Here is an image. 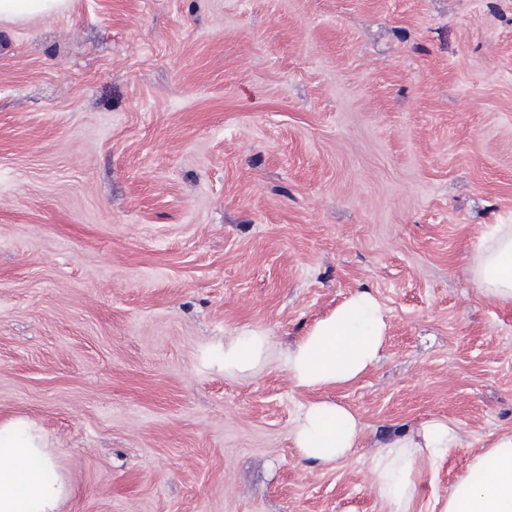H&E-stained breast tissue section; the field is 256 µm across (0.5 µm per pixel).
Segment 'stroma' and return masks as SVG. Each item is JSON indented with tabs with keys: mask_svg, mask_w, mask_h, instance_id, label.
<instances>
[{
	"mask_svg": "<svg viewBox=\"0 0 512 512\" xmlns=\"http://www.w3.org/2000/svg\"><path fill=\"white\" fill-rule=\"evenodd\" d=\"M512 0H69L0 24V425L45 434L58 512H388L378 445L431 418L410 512L512 432ZM389 328L355 383L278 353L351 292ZM276 351L224 371V340ZM363 423L322 469L302 404ZM472 270L484 296L500 302L512 301L511 224H495L473 258Z\"/></svg>",
	"mask_w": 512,
	"mask_h": 512,
	"instance_id": "obj_1",
	"label": "stroma"
}]
</instances>
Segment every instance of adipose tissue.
Instances as JSON below:
<instances>
[{"instance_id":"1","label":"adipose tissue","mask_w":512,"mask_h":512,"mask_svg":"<svg viewBox=\"0 0 512 512\" xmlns=\"http://www.w3.org/2000/svg\"><path fill=\"white\" fill-rule=\"evenodd\" d=\"M475 282L482 294L512 301V225H495L473 259ZM388 324L378 298L353 292L330 314L317 320L282 354L295 387L321 390L359 380L379 360ZM272 344L261 329H247L224 340L225 372L252 371ZM363 432L361 420L346 406L327 399L302 405L290 436L302 458L333 466L352 454ZM461 439L459 426L432 418L411 434L379 445L369 477L388 512H410L419 494L420 463L447 455ZM50 462L47 441L24 419L0 426V512H57L67 494L63 480L43 476ZM444 512H512V432L500 435L467 467L451 492Z\"/></svg>"}]
</instances>
